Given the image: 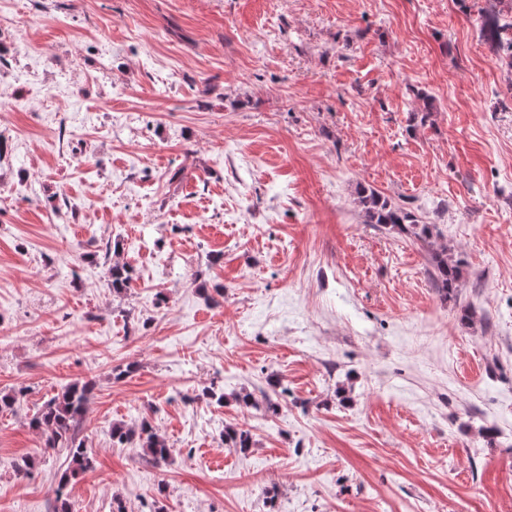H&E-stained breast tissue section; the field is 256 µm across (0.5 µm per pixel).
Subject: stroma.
Masks as SVG:
<instances>
[{
	"mask_svg": "<svg viewBox=\"0 0 512 512\" xmlns=\"http://www.w3.org/2000/svg\"><path fill=\"white\" fill-rule=\"evenodd\" d=\"M483 5L0 0V512H53L69 454L29 421L75 381L71 512H512V61ZM362 186L438 226L455 295ZM277 386L276 416L231 398ZM144 420L165 465L112 443ZM104 278L115 292L120 293L129 288L131 270L126 263L113 261L105 265Z\"/></svg>",
	"mask_w": 512,
	"mask_h": 512,
	"instance_id": "35a3bbf8",
	"label": "stroma"
}]
</instances>
